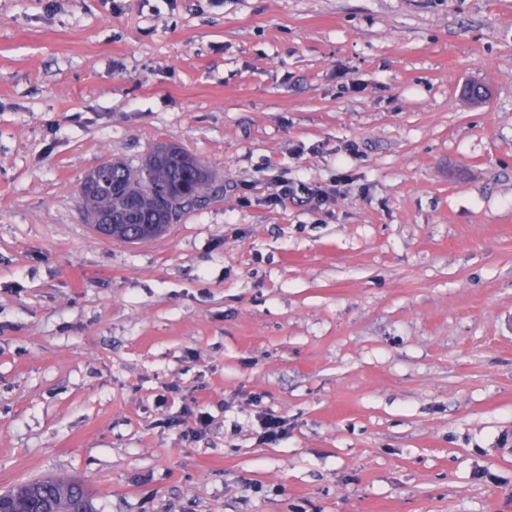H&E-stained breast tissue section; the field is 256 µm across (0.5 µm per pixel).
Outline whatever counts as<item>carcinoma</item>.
I'll use <instances>...</instances> for the list:
<instances>
[{
  "label": "carcinoma",
  "mask_w": 512,
  "mask_h": 512,
  "mask_svg": "<svg viewBox=\"0 0 512 512\" xmlns=\"http://www.w3.org/2000/svg\"><path fill=\"white\" fill-rule=\"evenodd\" d=\"M79 207L91 224L110 222L105 236L142 242L167 231L181 216L206 205L214 194L211 176L196 157L171 145L156 147L139 168L121 162L93 169L77 190ZM58 492L55 512H95L83 487L52 478ZM13 512H39L26 485L13 489Z\"/></svg>",
  "instance_id": "carcinoma-1"
}]
</instances>
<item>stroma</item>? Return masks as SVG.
Returning a JSON list of instances; mask_svg holds the SVG:
<instances>
[{"mask_svg": "<svg viewBox=\"0 0 512 512\" xmlns=\"http://www.w3.org/2000/svg\"><path fill=\"white\" fill-rule=\"evenodd\" d=\"M160 144L217 194L101 237L78 187ZM45 476L98 512H512V0H0V491ZM259 437L264 443H277L288 435L287 421L279 416L262 415L258 417Z\"/></svg>", "mask_w": 512, "mask_h": 512, "instance_id": "1", "label": "stroma"}]
</instances>
